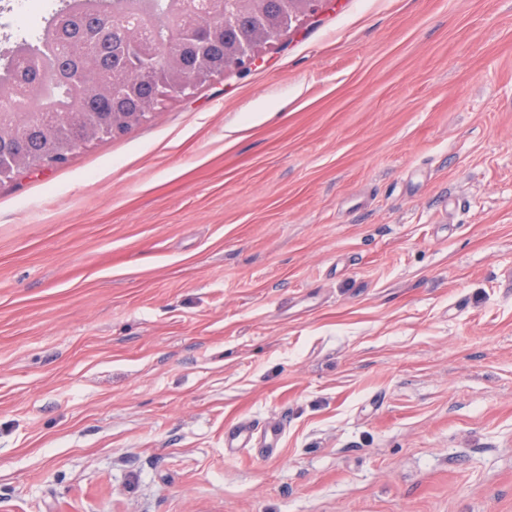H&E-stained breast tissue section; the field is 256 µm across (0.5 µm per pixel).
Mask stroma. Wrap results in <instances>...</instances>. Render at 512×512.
I'll list each match as a JSON object with an SVG mask.
<instances>
[{
  "instance_id": "obj_1",
  "label": "stroma",
  "mask_w": 512,
  "mask_h": 512,
  "mask_svg": "<svg viewBox=\"0 0 512 512\" xmlns=\"http://www.w3.org/2000/svg\"><path fill=\"white\" fill-rule=\"evenodd\" d=\"M0 512H512V0H323L1 183ZM288 1V23L282 26L278 31H276L271 37L270 40L265 44V46L273 43L280 39V37L292 27V25L297 22L298 17L308 13L306 16L315 15L320 7V2L322 0H284ZM301 3L303 7H296L295 5ZM264 46V47H265ZM282 434L283 426L280 423L269 424L258 430L250 422H238L225 428L224 449L229 454H235L239 448H248L258 440L273 452Z\"/></svg>"
}]
</instances>
